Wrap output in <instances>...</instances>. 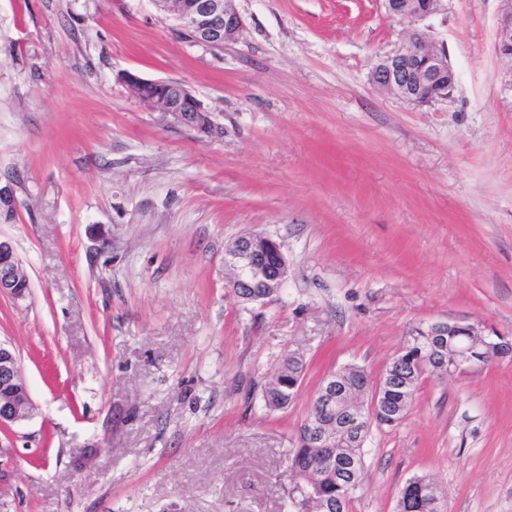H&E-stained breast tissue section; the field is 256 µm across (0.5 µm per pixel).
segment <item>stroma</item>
Instances as JSON below:
<instances>
[{"mask_svg": "<svg viewBox=\"0 0 512 512\" xmlns=\"http://www.w3.org/2000/svg\"><path fill=\"white\" fill-rule=\"evenodd\" d=\"M221 48L152 0H0V239L30 288L0 341L35 410L0 429V512H289L291 440L323 377L376 383L416 327L512 336V61L500 0H443L452 99L368 80L411 25L381 0H236ZM184 83L224 127L203 142L133 98L125 73ZM277 240L265 303L224 252ZM306 375L286 411L264 386ZM428 475L447 512H512V359L425 375L373 428L349 512H396ZM501 12L495 40V52L504 58H512V0H500ZM307 363L301 355L285 358L263 391V402L271 412L283 411L294 402L306 373Z\"/></svg>", "mask_w": 512, "mask_h": 512, "instance_id": "obj_1", "label": "stroma"}]
</instances>
